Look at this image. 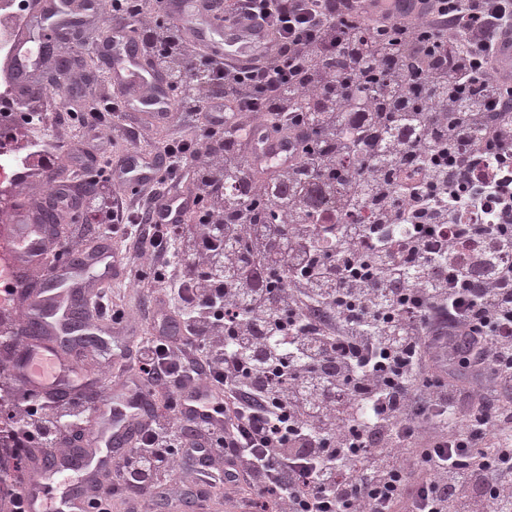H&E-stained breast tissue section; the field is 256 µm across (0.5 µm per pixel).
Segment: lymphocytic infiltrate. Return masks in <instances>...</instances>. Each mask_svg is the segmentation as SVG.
<instances>
[{"instance_id":"obj_1","label":"lymphocytic infiltrate","mask_w":512,"mask_h":512,"mask_svg":"<svg viewBox=\"0 0 512 512\" xmlns=\"http://www.w3.org/2000/svg\"><path fill=\"white\" fill-rule=\"evenodd\" d=\"M204 8L258 20L275 51L230 64L162 7L107 0L190 116L155 144L152 182L114 180V92L33 146L36 175L67 157L77 210L133 242L130 279L168 312L122 357L139 432L88 512L149 505L184 456L241 512H512V82L496 75L512 0ZM258 122L295 152L267 177ZM173 197L186 221L158 223ZM189 393L205 417L183 412ZM62 403L91 410L41 393L12 412L13 512L23 448L63 444Z\"/></svg>"}]
</instances>
